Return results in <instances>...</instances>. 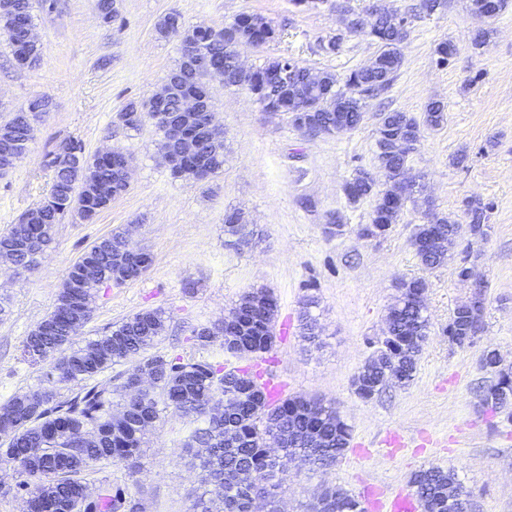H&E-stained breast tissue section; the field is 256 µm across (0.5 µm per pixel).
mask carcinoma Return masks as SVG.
<instances>
[{
  "label": "carcinoma",
  "instance_id": "1",
  "mask_svg": "<svg viewBox=\"0 0 512 512\" xmlns=\"http://www.w3.org/2000/svg\"><path fill=\"white\" fill-rule=\"evenodd\" d=\"M363 34L378 46L381 63L376 69L353 70L343 81L324 72L319 83L313 84L300 68L293 79L270 86L269 74L293 63L288 57H273L253 69L248 91L261 107L273 106L291 114L298 128L319 123L355 129L364 121V101L382 96L402 67L400 47L407 40V17L402 14L396 20L380 16ZM235 36L262 44L274 40L277 30L261 16L242 13L224 30L214 29L202 37V48L224 64L227 88L239 87L230 49ZM174 93L173 86L163 84L148 99L128 103L124 108L126 127L136 131L153 120L156 107L175 105ZM309 94L323 101L320 110L297 108V100ZM28 117L25 113L16 118L10 131L24 149L29 148L35 134ZM447 118L446 105L440 100L429 101L419 118L395 110L380 113L375 130L376 160L389 186L376 189V181L365 171L348 182L351 203L374 198L371 225L380 229V235L399 223L407 200L422 194L413 185L399 193L401 169L406 166L410 148L420 142L423 128H438ZM69 144L70 157L81 164L79 181L73 182L68 160L53 148L45 151L43 166L54 173L50 196L36 211H26L18 223L0 233V260L18 270L35 269L37 253L51 244L55 224L65 211L75 208L89 220L109 203V197L98 192L100 185L112 184L118 195L124 189L119 178L123 153L97 157L86 154L78 141ZM198 151L212 174L223 171L224 141L202 135ZM491 210L492 205L479 198L466 202L472 235H488ZM26 232L36 235L34 247L3 250ZM224 235L235 245L247 244L239 214L225 215ZM456 235L457 222L446 216L435 215L432 222L416 225L412 243L428 242L426 249L416 250L422 267L432 270L448 264ZM82 259L98 269V278L74 288L77 267L70 266L53 309L23 342V358L44 366L46 387L17 393L0 407V452L14 464L11 481L0 479L1 496H25L28 512H67L76 501L81 512H142L140 502L129 495L126 486L106 478L99 481L98 493L89 495L85 475L109 464L124 468L131 478L139 474L147 436L167 410L196 424L186 448L205 449L194 454L204 485L194 512H253L257 495H273L275 478L288 480L289 457L304 454L312 466L324 468L347 451L352 429L334 408L303 396L275 398L265 390L261 374L248 367L228 368L181 354L151 352L166 330L168 317L161 309L141 310L79 343L74 336L75 324L91 319L98 289L114 280L124 283L130 277L124 232L114 230L101 238L84 251ZM425 285L422 278L397 285L399 296L388 309L387 338L359 368L353 383L360 398L369 400L379 394L391 371L401 374L398 385L403 388L414 381L430 332L427 307L418 297ZM275 306L268 289L255 288L242 294L231 310L245 315L243 339L255 353L270 350L275 342L274 326L266 324V312ZM469 311L467 306L454 310L448 324L450 344L459 345V339L467 335ZM123 362L130 366L119 373L120 384L111 387L96 382L99 375ZM481 364L497 376V381L483 390L482 401L495 412L512 409V375L498 370L495 350L485 349ZM144 372L153 377L152 387L137 394L130 392L132 379ZM229 385L251 391V397L226 415L214 408L224 402V390ZM276 437L282 441L284 455L280 459L271 457L266 448L267 439ZM410 484L424 512H464L466 508L463 483L453 471L423 468L414 473ZM310 512L363 510L355 497L326 487L314 498Z\"/></svg>",
  "mask_w": 512,
  "mask_h": 512
}]
</instances>
